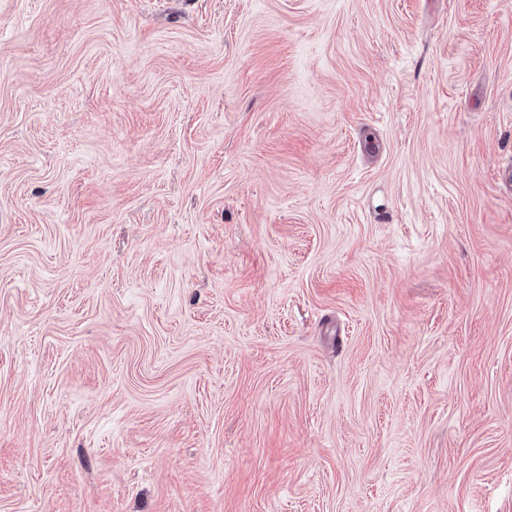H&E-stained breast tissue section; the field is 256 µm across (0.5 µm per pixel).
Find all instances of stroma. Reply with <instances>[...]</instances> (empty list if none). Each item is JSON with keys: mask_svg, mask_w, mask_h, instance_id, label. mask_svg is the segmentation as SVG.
<instances>
[{"mask_svg": "<svg viewBox=\"0 0 512 512\" xmlns=\"http://www.w3.org/2000/svg\"><path fill=\"white\" fill-rule=\"evenodd\" d=\"M512 0H0V512H512Z\"/></svg>", "mask_w": 512, "mask_h": 512, "instance_id": "35a3bbf8", "label": "stroma"}]
</instances>
